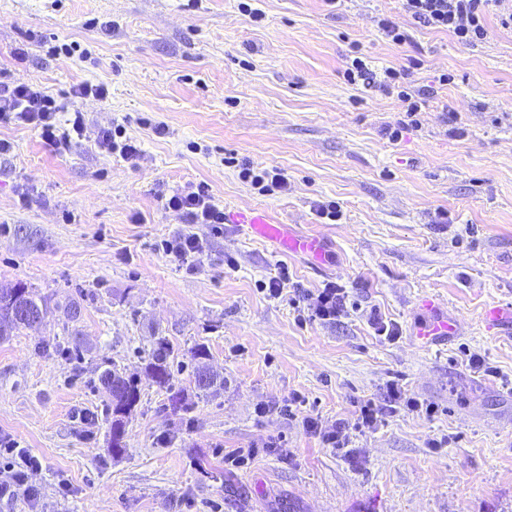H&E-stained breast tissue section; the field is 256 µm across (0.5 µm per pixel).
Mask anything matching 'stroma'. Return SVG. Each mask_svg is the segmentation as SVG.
<instances>
[{
  "instance_id": "stroma-1",
  "label": "stroma",
  "mask_w": 512,
  "mask_h": 512,
  "mask_svg": "<svg viewBox=\"0 0 512 512\" xmlns=\"http://www.w3.org/2000/svg\"><path fill=\"white\" fill-rule=\"evenodd\" d=\"M239 3L0 0L1 75L54 96L107 94L77 99L87 128L65 151L0 123L12 145L0 155V286L47 299L42 324L0 338V435L39 458L31 481L49 512H512V334L483 321L512 304V29L488 16V39L468 46L412 25L398 46L376 22L399 17L400 0H255L257 23ZM356 52L378 74L409 66L429 93L398 141L385 130L402 102L342 77ZM114 123L138 159L95 147ZM241 161L285 173L287 191L260 194ZM198 183L224 211L264 208L323 241L325 259L237 224H193L206 256L187 272L159 248L179 226L164 203ZM328 200L340 220L319 217ZM283 264L310 292L346 288L347 314L299 323L258 289ZM425 297L454 321L448 343L415 336ZM373 310L398 340L375 335ZM159 336L168 389L145 370ZM468 351L499 378L474 374ZM201 363L224 381L205 397L192 382ZM112 366L140 388L118 455L100 379ZM392 382L438 413L402 409L354 431L350 457L306 430L308 416L332 427L363 401L383 406ZM174 389L189 410L171 406ZM235 448L256 454L225 465Z\"/></svg>"
}]
</instances>
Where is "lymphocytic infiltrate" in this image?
<instances>
[{"mask_svg":"<svg viewBox=\"0 0 512 512\" xmlns=\"http://www.w3.org/2000/svg\"><path fill=\"white\" fill-rule=\"evenodd\" d=\"M404 21L384 17L377 27L385 38L394 44L407 41L406 21L452 33L459 42L476 45L487 39L489 31L486 19L497 14L502 27L512 28V0H401ZM72 101L65 102L47 94L44 90L27 84L0 80V123L19 122L35 130L46 143L59 150L69 149L73 143L83 139L86 128L85 115L73 104L74 99L88 95L104 97L100 87L81 85L72 92ZM165 210L186 220L190 224H220L224 212L214 202L206 184L174 192L164 205ZM266 288L270 297L282 298L285 290H293L292 305H305L308 317L313 321L329 322L346 313V289L329 283L318 294L293 287L287 271L270 278ZM387 407L379 409L372 402L361 405L355 423L338 422L335 428L322 427L313 417H305V428L317 434L324 447L339 452L347 448L350 435L355 429H373L384 420L385 411L406 407L409 410L434 417L437 407L419 400L398 387L389 384L386 390ZM37 456L19 448L12 438L0 440V500L24 498L40 504L41 493L29 482V474L37 470Z\"/></svg>","mask_w":512,"mask_h":512,"instance_id":"f902f5d3","label":"lymphocytic infiltrate"}]
</instances>
